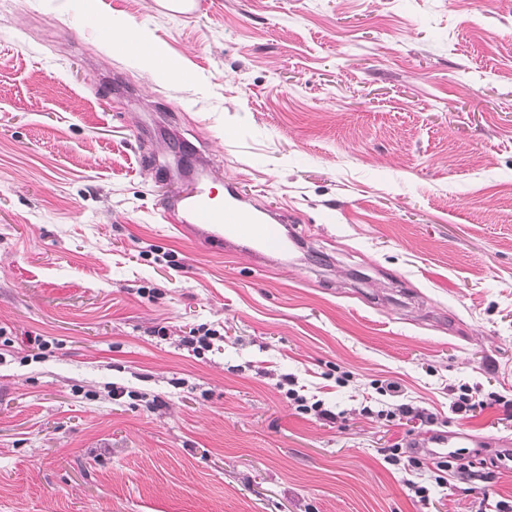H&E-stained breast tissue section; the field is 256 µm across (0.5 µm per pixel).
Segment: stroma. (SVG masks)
Wrapping results in <instances>:
<instances>
[{
	"label": "stroma",
	"instance_id": "stroma-1",
	"mask_svg": "<svg viewBox=\"0 0 512 512\" xmlns=\"http://www.w3.org/2000/svg\"><path fill=\"white\" fill-rule=\"evenodd\" d=\"M202 2L0 0V512H512V0ZM184 141L305 248L171 230ZM112 30L115 35V41L113 38V43L111 44L113 49L119 51L126 50V52L128 50H138V48L147 49L142 41L139 29L126 21L113 22L112 28L109 26L101 27L98 30V37L112 41ZM117 43L122 44V47L118 48L116 46ZM221 336L218 330L207 328L206 325H200L197 328H191L188 336H183L181 341L185 345L193 347L194 350L201 352L200 350L209 351L213 348V340H217ZM469 440L470 436L463 432L449 433L445 431L432 430L424 437L411 442V448H420V451L428 457L438 458L449 456L448 448H465L461 446V440Z\"/></svg>",
	"mask_w": 512,
	"mask_h": 512
}]
</instances>
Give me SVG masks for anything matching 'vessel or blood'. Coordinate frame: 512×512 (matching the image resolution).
<instances>
[{
    "instance_id": "b4317fda",
    "label": "vessel or blood",
    "mask_w": 512,
    "mask_h": 512,
    "mask_svg": "<svg viewBox=\"0 0 512 512\" xmlns=\"http://www.w3.org/2000/svg\"><path fill=\"white\" fill-rule=\"evenodd\" d=\"M177 201L192 217L191 223L179 225V232L198 237L216 250L232 251L241 246L253 258L260 259L288 248V236L283 231L287 216L244 202L232 184H225L220 196L212 188L196 184ZM464 438L461 432L432 430L414 440L413 445L428 457L438 458L459 447Z\"/></svg>"
}]
</instances>
